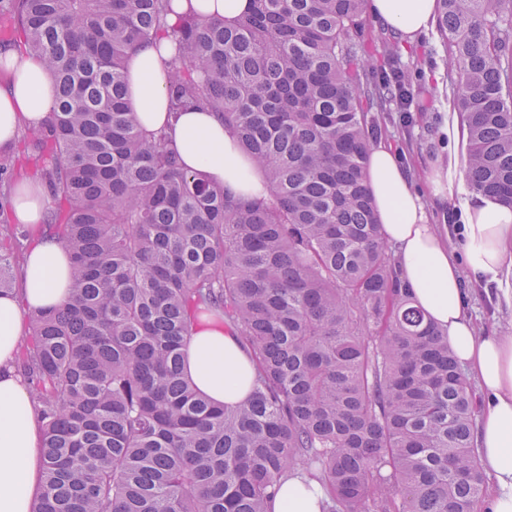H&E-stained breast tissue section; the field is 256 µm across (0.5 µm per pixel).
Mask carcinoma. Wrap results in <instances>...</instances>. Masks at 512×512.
<instances>
[{"label":"carcinoma","mask_w":512,"mask_h":512,"mask_svg":"<svg viewBox=\"0 0 512 512\" xmlns=\"http://www.w3.org/2000/svg\"><path fill=\"white\" fill-rule=\"evenodd\" d=\"M54 83L36 140L71 293L21 347L48 465L33 512H272L304 473L322 512H474L473 387L401 287L367 187L365 0H250L233 25L173 0H8ZM472 190L512 207V0H438ZM168 39L169 111L214 112L267 177L245 199L146 135L124 72ZM208 312L252 359L248 397L185 374Z\"/></svg>","instance_id":"obj_1"}]
</instances>
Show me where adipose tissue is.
<instances>
[{
    "label": "adipose tissue",
    "mask_w": 512,
    "mask_h": 512,
    "mask_svg": "<svg viewBox=\"0 0 512 512\" xmlns=\"http://www.w3.org/2000/svg\"><path fill=\"white\" fill-rule=\"evenodd\" d=\"M249 0H174L169 22L179 16L218 18L234 23ZM367 11L403 41L419 40L437 18L436 0H367ZM171 45L162 38L141 44L126 59L129 101L144 132L165 131L184 167L239 196L265 199L266 176L238 147L233 133L215 114L191 109L168 114V66ZM53 81L34 54H0V147H11L22 129L38 130L50 118ZM367 184L384 239L397 248L399 280L416 304L448 336L461 367L481 387L485 401L474 436L479 461L494 479L478 512H512V335L478 333L466 313L462 268L495 287L498 302L512 308V208L480 193L461 205L460 244L431 224L425 201L412 185L399 156L384 142L371 145ZM46 207L41 183H16L11 219L37 228ZM71 288V259L63 243L40 233L23 265L20 291L0 296V512H31L41 492L47 462L44 433L34 399L14 365L24 339V317L37 308L66 302ZM255 367L236 337L204 316L187 349V374L199 390L217 402L243 400ZM317 482L295 474L285 480L273 512H322Z\"/></svg>",
    "instance_id": "ef3b65f1"
}]
</instances>
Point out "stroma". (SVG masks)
<instances>
[{
  "label": "stroma",
  "instance_id": "obj_1",
  "mask_svg": "<svg viewBox=\"0 0 512 512\" xmlns=\"http://www.w3.org/2000/svg\"><path fill=\"white\" fill-rule=\"evenodd\" d=\"M365 25L366 50L374 63L370 77L377 78L394 69L408 70L413 75L414 110L400 112L391 107L384 112H372L371 117L379 135L398 149L413 184L426 188V177L437 159L450 154L460 161L466 157L464 139L449 140L445 132L448 101L452 96L446 48L436 29L411 45L373 18H366ZM19 176V170L0 167V253L8 257L16 275L21 274L25 255L33 242L28 226L9 219L11 192ZM467 312L481 331L512 326V310L496 308L484 287L475 282L470 285Z\"/></svg>",
  "mask_w": 512,
  "mask_h": 512
}]
</instances>
